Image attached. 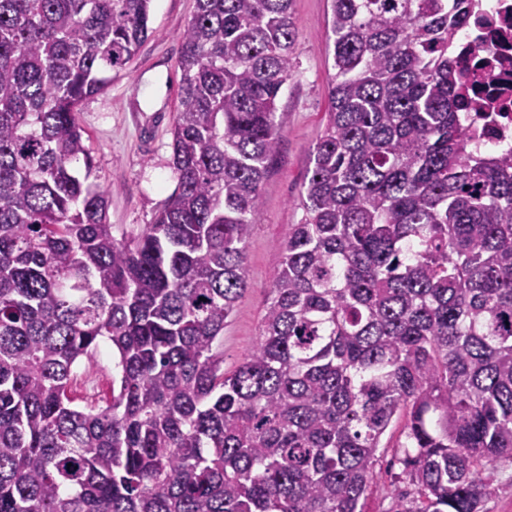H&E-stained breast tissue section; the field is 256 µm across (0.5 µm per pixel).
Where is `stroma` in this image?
<instances>
[{"label":"stroma","mask_w":512,"mask_h":512,"mask_svg":"<svg viewBox=\"0 0 512 512\" xmlns=\"http://www.w3.org/2000/svg\"><path fill=\"white\" fill-rule=\"evenodd\" d=\"M196 0H152L151 34L111 85L84 101L76 119L95 161L94 181L107 191L108 220L115 237L137 233L152 223L173 192L170 129L179 101L177 66L181 35ZM297 33L294 68L277 107L285 115L278 152L262 186L246 250L248 287L224 326V367L234 369L254 348L261 314L281 260L289 225L299 223L309 150L320 135L334 74L330 40V0H292ZM74 386L77 404L103 397L112 380V351L103 348L93 361L81 362ZM402 423L383 437L380 461L364 512H392L408 485L400 480Z\"/></svg>","instance_id":"obj_1"}]
</instances>
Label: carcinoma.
<instances>
[{
	"instance_id": "1",
	"label": "carcinoma",
	"mask_w": 512,
	"mask_h": 512,
	"mask_svg": "<svg viewBox=\"0 0 512 512\" xmlns=\"http://www.w3.org/2000/svg\"><path fill=\"white\" fill-rule=\"evenodd\" d=\"M151 0H0V512H363L403 421L410 505L482 512L512 467V151L454 54L477 0H331L335 74L258 342L224 324L292 74V0H196L176 186L120 240L77 108ZM112 346L110 395L73 405Z\"/></svg>"
}]
</instances>
